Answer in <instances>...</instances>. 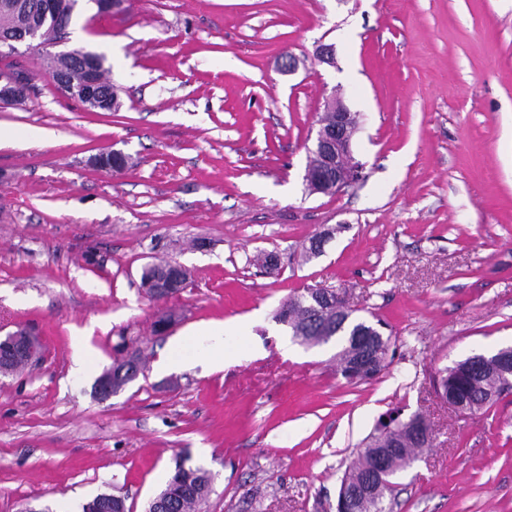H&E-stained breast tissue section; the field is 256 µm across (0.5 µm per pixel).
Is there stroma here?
<instances>
[{"instance_id":"35a3bbf8","label":"stroma","mask_w":512,"mask_h":512,"mask_svg":"<svg viewBox=\"0 0 512 512\" xmlns=\"http://www.w3.org/2000/svg\"><path fill=\"white\" fill-rule=\"evenodd\" d=\"M322 44L334 64L316 61ZM66 47L105 55L121 107L88 111L45 75L0 106V331L43 344L0 377V512H82L100 493L144 512L180 454L214 476L206 512H329L396 407L434 441L396 477L391 512H512V394L464 414L432 380L512 346V0H123L81 14ZM335 97L360 115L363 177L311 195ZM107 148L125 169L90 166ZM260 252L275 270L250 264ZM162 260L189 278L157 302L140 275ZM307 287L387 323L376 379L348 384L336 343L276 321ZM164 310L180 319L159 336ZM219 321L244 337L223 370L161 369L172 342ZM128 344L143 374L96 399Z\"/></svg>"}]
</instances>
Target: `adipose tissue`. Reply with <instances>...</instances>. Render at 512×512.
Wrapping results in <instances>:
<instances>
[{
    "instance_id": "adipose-tissue-1",
    "label": "adipose tissue",
    "mask_w": 512,
    "mask_h": 512,
    "mask_svg": "<svg viewBox=\"0 0 512 512\" xmlns=\"http://www.w3.org/2000/svg\"><path fill=\"white\" fill-rule=\"evenodd\" d=\"M241 336L234 324L218 322L212 324L193 336L172 343L169 347L166 362L171 367H188L196 362L194 346L206 342L209 353L205 364L209 370L220 371L230 347L240 342Z\"/></svg>"
}]
</instances>
